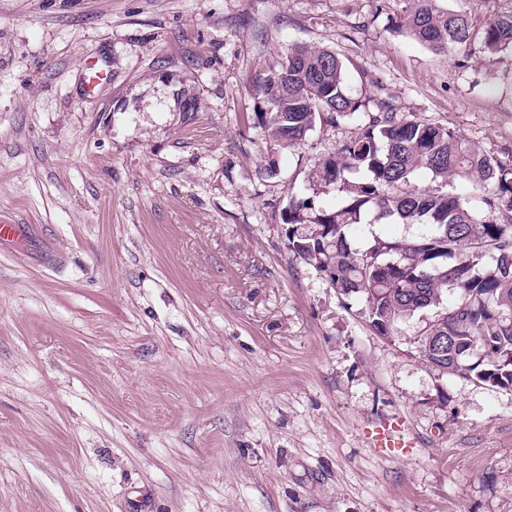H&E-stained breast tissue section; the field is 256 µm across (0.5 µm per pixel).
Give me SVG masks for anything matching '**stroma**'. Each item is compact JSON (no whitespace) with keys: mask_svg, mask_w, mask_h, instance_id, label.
<instances>
[{"mask_svg":"<svg viewBox=\"0 0 512 512\" xmlns=\"http://www.w3.org/2000/svg\"><path fill=\"white\" fill-rule=\"evenodd\" d=\"M401 6L0 0V224L30 240L0 244V512H512V389L426 363V313L378 336L287 249L290 187L355 123L253 125L255 72L304 44L512 150V55L434 54ZM395 418L415 446L377 456ZM404 425V421L397 418L393 422L366 428L364 433L368 445L386 456L398 458L407 456L414 445L403 435Z\"/></svg>","mask_w":512,"mask_h":512,"instance_id":"35a3bbf8","label":"stroma"}]
</instances>
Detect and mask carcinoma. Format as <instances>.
Segmentation results:
<instances>
[{
    "instance_id": "cac0c4a2",
    "label": "carcinoma",
    "mask_w": 512,
    "mask_h": 512,
    "mask_svg": "<svg viewBox=\"0 0 512 512\" xmlns=\"http://www.w3.org/2000/svg\"><path fill=\"white\" fill-rule=\"evenodd\" d=\"M445 0H403L395 27L436 54L491 59L512 54V12L486 18L448 10ZM254 127L293 147L318 124L357 119L352 136L289 194L280 213L287 248L340 294H358L369 326L393 335L398 322L429 312L414 341L420 357L449 375L512 388V151H490L456 131L407 117L347 84L342 59L324 47L294 45L255 73ZM424 169L430 184L420 187ZM470 186L448 189V180ZM336 194L328 209L321 196ZM386 221L422 224L400 238L357 229Z\"/></svg>"
}]
</instances>
